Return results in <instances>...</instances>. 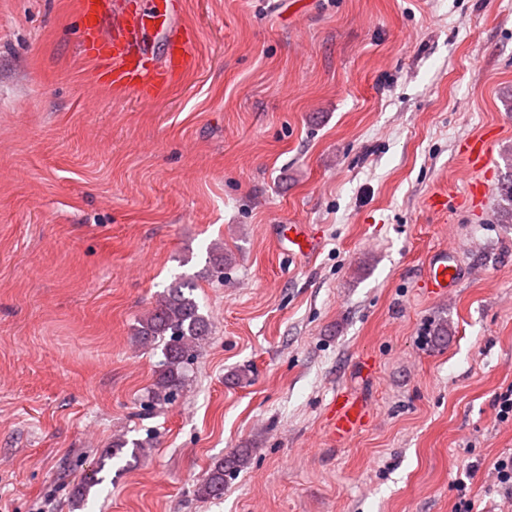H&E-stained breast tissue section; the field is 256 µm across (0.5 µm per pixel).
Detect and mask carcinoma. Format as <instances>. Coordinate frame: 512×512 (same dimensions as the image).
Here are the masks:
<instances>
[{"label": "carcinoma", "instance_id": "1", "mask_svg": "<svg viewBox=\"0 0 512 512\" xmlns=\"http://www.w3.org/2000/svg\"><path fill=\"white\" fill-rule=\"evenodd\" d=\"M501 206L497 222L512 224V176L501 185ZM196 283L186 275L176 277L163 292L155 306L139 320L133 341L143 347L162 350L163 360L153 388L152 402L171 401L183 379V369L193 358L211 332L210 322L200 309L194 295ZM247 461V451L235 453L219 461L197 488L203 498L219 496L224 492L225 477L233 474Z\"/></svg>", "mask_w": 512, "mask_h": 512}]
</instances>
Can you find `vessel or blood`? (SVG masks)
Segmentation results:
<instances>
[{
  "mask_svg": "<svg viewBox=\"0 0 512 512\" xmlns=\"http://www.w3.org/2000/svg\"><path fill=\"white\" fill-rule=\"evenodd\" d=\"M185 0H77L78 36L83 55L106 68V83L120 92H130L145 104L165 95L173 83L195 64L196 33L182 23ZM159 34L166 48L156 57L146 46L149 33ZM460 152L473 166L488 163V137L463 141ZM280 240L290 253L310 257L319 252L322 239L305 224H282ZM462 270L453 251L440 249L428 259L423 285L428 295L440 298L457 287ZM370 412L348 393L333 397L327 417L330 439L342 443L360 431Z\"/></svg>",
  "mask_w": 512,
  "mask_h": 512,
  "instance_id": "b4317fda",
  "label": "vessel or blood"
}]
</instances>
